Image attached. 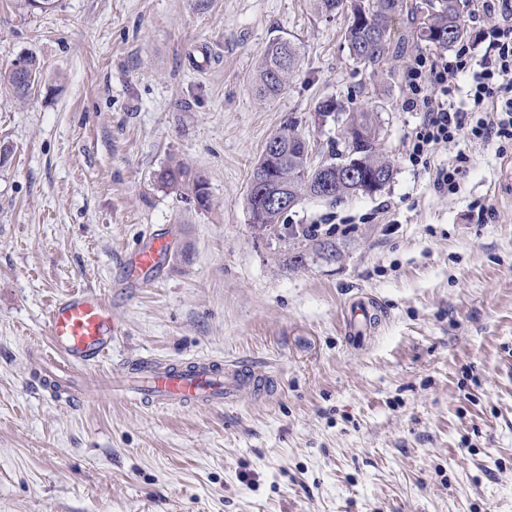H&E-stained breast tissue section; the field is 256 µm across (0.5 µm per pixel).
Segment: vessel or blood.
<instances>
[{"label":"vessel or blood","mask_w":512,"mask_h":512,"mask_svg":"<svg viewBox=\"0 0 512 512\" xmlns=\"http://www.w3.org/2000/svg\"><path fill=\"white\" fill-rule=\"evenodd\" d=\"M169 251L168 233L154 231L124 256L122 265L127 272V284L140 288L160 280ZM374 319V306L360 302L350 310L349 325L354 333L361 334ZM118 334L119 324L111 302L97 293L80 291L56 300L47 316L44 382L69 383L77 369L94 365L109 354ZM249 382L269 387L273 378L266 373L240 369L231 362L194 358L166 365L140 363L118 389L125 394L134 393L157 407L220 406L237 396Z\"/></svg>","instance_id":"vessel-or-blood-1"}]
</instances>
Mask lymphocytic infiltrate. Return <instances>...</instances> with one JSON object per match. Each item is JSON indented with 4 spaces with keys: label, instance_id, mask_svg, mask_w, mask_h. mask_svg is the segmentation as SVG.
I'll list each match as a JSON object with an SVG mask.
<instances>
[{
    "label": "lymphocytic infiltrate",
    "instance_id": "f902f5d3",
    "mask_svg": "<svg viewBox=\"0 0 512 512\" xmlns=\"http://www.w3.org/2000/svg\"><path fill=\"white\" fill-rule=\"evenodd\" d=\"M481 8L488 16L479 32L483 55L463 41L449 54L417 53L406 66L400 108L422 115L410 145L412 164L461 134L500 152L512 146V0H482ZM462 73L471 83L461 97L456 78Z\"/></svg>",
    "mask_w": 512,
    "mask_h": 512
}]
</instances>
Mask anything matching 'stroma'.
Segmentation results:
<instances>
[{"mask_svg":"<svg viewBox=\"0 0 512 512\" xmlns=\"http://www.w3.org/2000/svg\"><path fill=\"white\" fill-rule=\"evenodd\" d=\"M346 25L309 0H0V68L42 65L28 98L0 87V512H512V149L461 135L412 165L403 69L424 46L400 19L401 55L372 70ZM277 37L300 65L266 104L252 82ZM329 98L377 115L392 181L305 200L281 218L296 235L258 231L245 197L266 141L291 126L328 159ZM460 152L458 192L439 190ZM177 161L209 209L158 182ZM159 228L162 279L126 287L124 255ZM76 290L120 325L89 377L218 358L276 387L178 409L44 391L48 310ZM360 296L379 317L355 340ZM470 157L465 154H458L448 165L436 169L435 182L439 189L450 193L459 187L460 180L469 169Z\"/></svg>","mask_w":512,"mask_h":512,"instance_id":"obj_1","label":"stroma"}]
</instances>
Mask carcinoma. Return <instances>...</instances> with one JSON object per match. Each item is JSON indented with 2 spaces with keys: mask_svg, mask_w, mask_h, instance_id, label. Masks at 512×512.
I'll use <instances>...</instances> for the list:
<instances>
[{
  "mask_svg": "<svg viewBox=\"0 0 512 512\" xmlns=\"http://www.w3.org/2000/svg\"><path fill=\"white\" fill-rule=\"evenodd\" d=\"M427 10L409 0H311L312 9L327 16L347 11L348 24L344 32L350 54L354 61L364 66L378 67L392 58L395 48L391 43V23L402 17L410 18L418 24V38L434 47L450 48L462 40L465 27L457 0H425ZM26 71L31 81L22 84L17 72L10 67L0 71V84L12 89L22 99L31 95L38 86L42 66L32 56L24 55ZM299 65L296 45L283 38L269 43L258 61L255 70L254 92L259 101L270 102L288 89L291 76ZM371 112L359 110L350 115V126L366 130V135L353 141L352 149L363 175L379 172L393 179L394 168L379 154L378 136L371 133ZM276 144L279 154H261L251 176L246 205L251 223L261 227L279 223L285 211L266 208L265 197L279 187L288 188V200L298 203L305 199H315L314 185L309 183L305 172L311 171L309 150L306 140L292 127H285L266 142V146ZM347 159L343 152L333 151L330 158L321 163L332 177L333 193L323 200L334 203L340 199L362 193L359 183L344 175L343 163ZM160 183L166 188L191 190L198 207L209 208L210 193L206 181L193 174L190 167L177 163L161 170Z\"/></svg>",
  "mask_w": 512,
  "mask_h": 512,
  "instance_id": "cac0c4a2",
  "label": "carcinoma"
}]
</instances>
